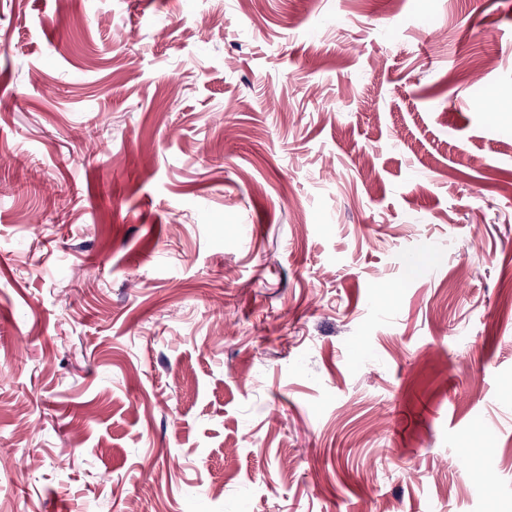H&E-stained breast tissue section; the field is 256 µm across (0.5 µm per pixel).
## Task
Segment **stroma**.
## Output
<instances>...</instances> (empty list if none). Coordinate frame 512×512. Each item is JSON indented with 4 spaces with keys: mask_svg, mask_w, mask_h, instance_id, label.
Segmentation results:
<instances>
[{
    "mask_svg": "<svg viewBox=\"0 0 512 512\" xmlns=\"http://www.w3.org/2000/svg\"><path fill=\"white\" fill-rule=\"evenodd\" d=\"M512 0H0V512H512Z\"/></svg>",
    "mask_w": 512,
    "mask_h": 512,
    "instance_id": "stroma-1",
    "label": "stroma"
}]
</instances>
